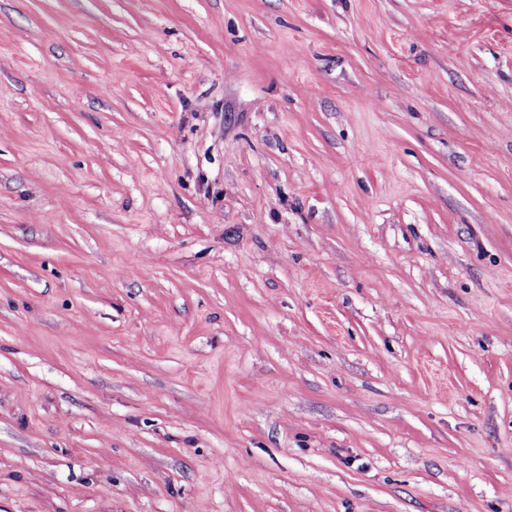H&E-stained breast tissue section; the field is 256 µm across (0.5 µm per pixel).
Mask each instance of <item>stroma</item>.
<instances>
[{
	"instance_id": "stroma-1",
	"label": "stroma",
	"mask_w": 512,
	"mask_h": 512,
	"mask_svg": "<svg viewBox=\"0 0 512 512\" xmlns=\"http://www.w3.org/2000/svg\"><path fill=\"white\" fill-rule=\"evenodd\" d=\"M0 512H512V0H0Z\"/></svg>"
}]
</instances>
